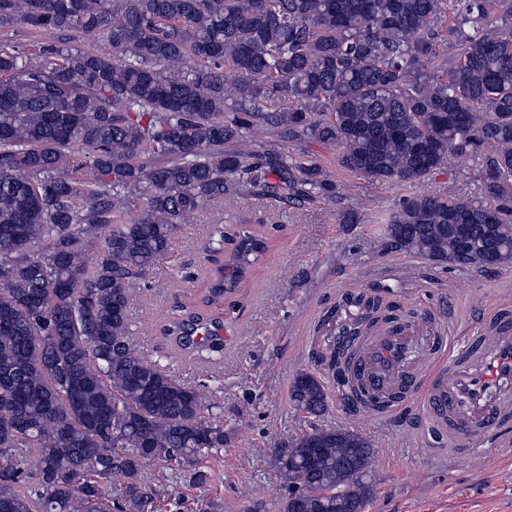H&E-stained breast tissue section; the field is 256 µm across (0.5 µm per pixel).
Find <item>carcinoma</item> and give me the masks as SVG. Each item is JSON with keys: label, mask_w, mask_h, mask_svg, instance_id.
<instances>
[{"label": "carcinoma", "mask_w": 512, "mask_h": 512, "mask_svg": "<svg viewBox=\"0 0 512 512\" xmlns=\"http://www.w3.org/2000/svg\"><path fill=\"white\" fill-rule=\"evenodd\" d=\"M14 24L61 37L0 45V512H153L146 464L224 447L208 387L132 341V290L209 201L246 186L289 204L336 199L316 157L288 144L336 149L372 184L474 162L476 198H404L385 247L512 266V0H0V27ZM73 32L110 51L70 45ZM261 134L282 147L240 149ZM133 189L145 207L129 221ZM267 248L242 231L234 275L201 303L233 293ZM345 300L361 311L353 337L401 321L377 297ZM182 310L176 344L220 352L222 321ZM291 395L303 413L327 407L307 371ZM373 458L347 429L291 440L275 453L284 512H365Z\"/></svg>", "instance_id": "obj_1"}]
</instances>
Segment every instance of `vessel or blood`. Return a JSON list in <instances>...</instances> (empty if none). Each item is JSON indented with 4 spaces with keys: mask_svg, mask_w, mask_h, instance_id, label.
I'll return each mask as SVG.
<instances>
[{
    "mask_svg": "<svg viewBox=\"0 0 512 512\" xmlns=\"http://www.w3.org/2000/svg\"><path fill=\"white\" fill-rule=\"evenodd\" d=\"M362 407L387 416L422 398L426 417L467 455L496 429L512 427V304L501 303L477 332L447 352L444 337L417 345L390 324L361 352L342 337Z\"/></svg>",
    "mask_w": 512,
    "mask_h": 512,
    "instance_id": "b4317fda",
    "label": "vessel or blood"
}]
</instances>
